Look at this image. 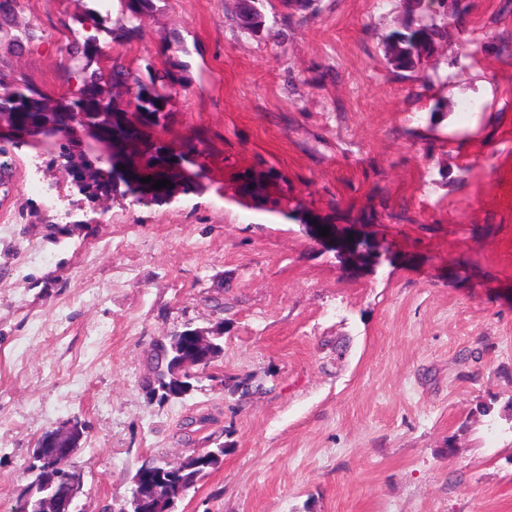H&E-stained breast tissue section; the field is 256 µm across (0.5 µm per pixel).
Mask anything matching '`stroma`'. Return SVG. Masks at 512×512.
Masks as SVG:
<instances>
[{"label": "stroma", "instance_id": "1", "mask_svg": "<svg viewBox=\"0 0 512 512\" xmlns=\"http://www.w3.org/2000/svg\"><path fill=\"white\" fill-rule=\"evenodd\" d=\"M459 2L447 21L436 0H260L246 31L239 0H152L118 38L119 0H19L33 38L0 43L1 75L66 94L62 28L82 39L100 9L134 77L180 67L162 136L205 175L95 201L53 147L11 146L0 512L74 415L83 512L129 501L143 460L219 443L175 512H512V0ZM431 21L447 36L421 70L387 66L385 36ZM186 329L223 353L150 397L155 344Z\"/></svg>", "mask_w": 512, "mask_h": 512}]
</instances>
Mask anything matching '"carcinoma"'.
Listing matches in <instances>:
<instances>
[{
	"label": "carcinoma",
	"instance_id": "cac0c4a2",
	"mask_svg": "<svg viewBox=\"0 0 512 512\" xmlns=\"http://www.w3.org/2000/svg\"><path fill=\"white\" fill-rule=\"evenodd\" d=\"M151 0H125V10L117 19L119 27L129 33L140 34L141 16ZM18 0H0V42L8 41L17 48H22L25 40L30 38L27 31H13L10 26ZM447 36L446 25L435 23L420 25L416 28L405 26L402 31H394L385 39L384 60L397 72H415L427 61L436 43ZM67 64L63 68L62 79L68 83L76 80L77 92L61 101L52 98L39 87L24 78H15L11 86H4V76L0 75V114L11 121L24 124L32 121L40 127L43 139L55 138L54 131L59 127L94 128V136L103 154L112 160V174L103 173L85 159L83 153H75L76 140L66 139L59 144L56 159L67 174L86 175L89 184L84 191L94 197L112 195L111 175L129 170L130 162L126 153L127 136L137 128L128 116V111L118 109L113 101L116 97L114 88L129 83L135 86L134 111L139 114V121L144 126L155 129L165 128L167 112L165 107L172 93L176 91L177 78L166 68H159L154 63L147 64L150 71L149 81L130 80V73L116 58L105 57L106 68L89 69V61L99 57V39L89 35L77 45H64ZM155 160L168 171L167 179L175 182L183 176L186 156L177 155L167 143L158 141L154 149ZM196 354L190 345V333L183 332L164 338L157 344L154 353V375L146 381V386L153 392H160V399L181 397L192 387L197 379L194 362ZM224 459V446L187 456L179 466L156 469L158 478L156 495L148 497L144 503L131 497L127 505L118 512H173L176 502L207 474L218 468ZM35 491L29 495L33 502L64 490L66 477L77 475L85 479V471L74 466L70 461L62 462L55 471L57 483L52 488L45 486V472L40 458H35Z\"/></svg>",
	"mask_w": 512,
	"mask_h": 512
}]
</instances>
